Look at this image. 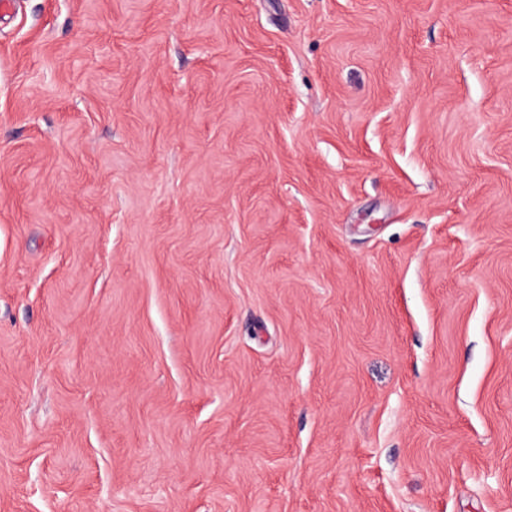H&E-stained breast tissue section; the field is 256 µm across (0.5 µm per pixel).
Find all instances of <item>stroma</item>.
<instances>
[{"label": "stroma", "instance_id": "35a3bbf8", "mask_svg": "<svg viewBox=\"0 0 512 512\" xmlns=\"http://www.w3.org/2000/svg\"><path fill=\"white\" fill-rule=\"evenodd\" d=\"M0 512H512V0L0 10Z\"/></svg>", "mask_w": 512, "mask_h": 512}]
</instances>
